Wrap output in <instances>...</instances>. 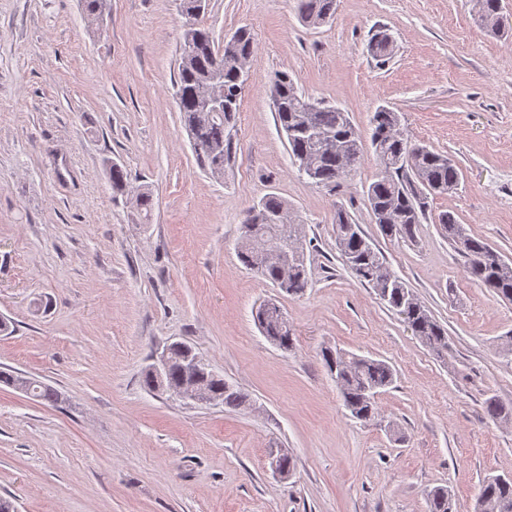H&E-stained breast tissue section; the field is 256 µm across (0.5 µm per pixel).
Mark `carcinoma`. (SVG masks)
<instances>
[{
  "mask_svg": "<svg viewBox=\"0 0 512 512\" xmlns=\"http://www.w3.org/2000/svg\"><path fill=\"white\" fill-rule=\"evenodd\" d=\"M302 22L316 27L328 22L336 12V0H296ZM207 0H180V11L193 14V25L182 39L194 44V51L177 59L173 87L176 104L201 168L215 178L224 176V163L230 154L225 131L235 120L244 79L239 77L238 62L250 63L254 42L250 31L239 29L233 41L215 45L212 33L200 24L199 17ZM481 25L492 34L504 29L500 0H478ZM370 55L381 65L392 57L390 35L381 30L368 43ZM220 77L224 92V112L216 116L202 108L207 87ZM275 117L284 132L294 162L304 166L308 178L318 187L334 190L347 179L371 148L380 167L365 191L371 219L387 238L412 242L416 228L425 219L428 199L457 189L459 169L447 155L413 141L401 127L397 112L378 107L370 118V146H365L348 112L329 106L299 92L286 72L276 75L271 89ZM103 165L117 195L129 193L127 172L116 161L106 158ZM136 209L149 219L154 203L152 194L140 190L131 195ZM239 258L249 269L281 291L296 295L308 286V270L302 225L293 218L288 203L268 194L246 211ZM458 252L466 258L467 273L501 298L512 301V262L490 245L470 236L450 212L437 217ZM336 247L350 273L373 288L382 303L398 315L411 333L439 358L448 357L451 345L446 329L420 301L414 291L387 265L382 252L366 237L360 225L343 208L336 209ZM288 247L292 265L283 269L280 247ZM263 333L282 349L293 345V333L280 307L273 301L263 303L256 314ZM181 361L172 365L160 379L149 369L144 383L151 389L169 392L183 385L203 384L218 403L238 409L247 395L224 379L190 368L195 358L191 348L181 345ZM325 366L336 381L345 408L352 418L367 422L375 414V398L394 381V371L385 362L353 355L345 357L330 350L323 352ZM487 416L493 420L512 418V406L495 399L485 402ZM428 512H453V499L446 488L427 492ZM477 512H512V476L493 475L482 480L477 494Z\"/></svg>",
  "mask_w": 512,
  "mask_h": 512,
  "instance_id": "obj_1",
  "label": "carcinoma"
}]
</instances>
